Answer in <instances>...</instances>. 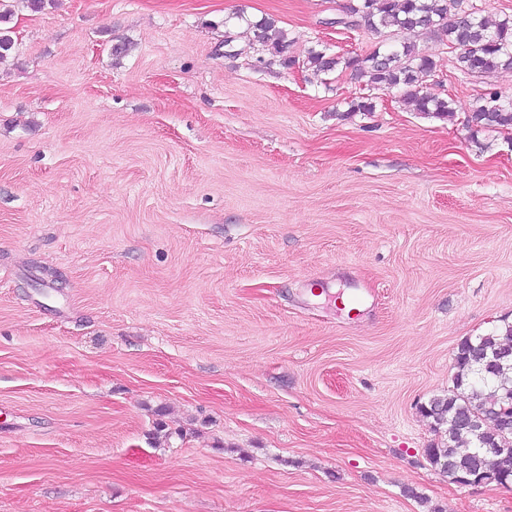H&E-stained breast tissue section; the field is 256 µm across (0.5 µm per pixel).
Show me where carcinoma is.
Segmentation results:
<instances>
[{
  "mask_svg": "<svg viewBox=\"0 0 512 512\" xmlns=\"http://www.w3.org/2000/svg\"><path fill=\"white\" fill-rule=\"evenodd\" d=\"M463 0H353L346 6L345 29L379 31L397 28L439 38L448 47H465L455 57L456 68L466 74L485 76L512 69V20L505 18L488 25ZM252 44L266 48L271 58L257 57L253 67L279 63L287 67V34L276 28L275 20L263 18L248 24ZM303 63L317 73L339 65L354 71L369 91L396 90L402 102L419 114L450 120V102L424 91L435 72L433 59L414 43L404 42L385 52L374 51L365 58L341 59L311 49ZM479 117L475 131L512 130V100L497 92L476 99L472 118ZM453 389L432 398L422 407L436 428H445L447 440L426 449L429 460L441 467L448 480L482 477L507 488L512 485V426H504L498 415L512 406V323L504 322L490 332L462 341L455 354Z\"/></svg>",
  "mask_w": 512,
  "mask_h": 512,
  "instance_id": "1",
  "label": "carcinoma"
}]
</instances>
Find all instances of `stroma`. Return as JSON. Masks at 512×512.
<instances>
[{
    "instance_id": "stroma-1",
    "label": "stroma",
    "mask_w": 512,
    "mask_h": 512,
    "mask_svg": "<svg viewBox=\"0 0 512 512\" xmlns=\"http://www.w3.org/2000/svg\"><path fill=\"white\" fill-rule=\"evenodd\" d=\"M348 0H59L0 63V512H512L450 482L420 408L512 322V69L329 26ZM233 26H225L227 17ZM415 40L427 118L348 113L350 70L250 66ZM128 46V53L112 49ZM253 33L252 42L250 45L259 44L262 46V50L269 51L271 58L266 60L265 57H257L254 59L253 67H269L276 62H279L280 66L287 67L291 64H295L296 59L288 57V46L289 41L287 34L276 28L275 20L271 18H263L256 23H249L248 29ZM266 48V49H263ZM271 50V51H270ZM490 113L491 117L486 119L484 114ZM478 116L479 124H474V118ZM475 132L481 130H512V100L504 99L498 92H487L476 99L475 107L471 118L468 120Z\"/></svg>"
}]
</instances>
